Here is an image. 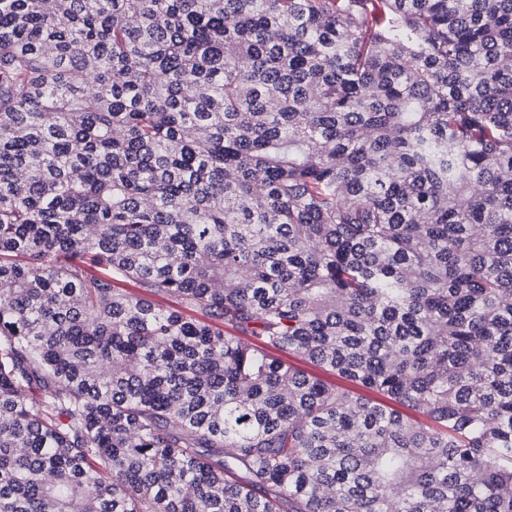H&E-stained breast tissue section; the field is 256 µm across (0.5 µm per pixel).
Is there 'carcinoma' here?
<instances>
[{
  "mask_svg": "<svg viewBox=\"0 0 512 512\" xmlns=\"http://www.w3.org/2000/svg\"><path fill=\"white\" fill-rule=\"evenodd\" d=\"M0 512H512V0H0Z\"/></svg>",
  "mask_w": 512,
  "mask_h": 512,
  "instance_id": "obj_1",
  "label": "carcinoma"
}]
</instances>
